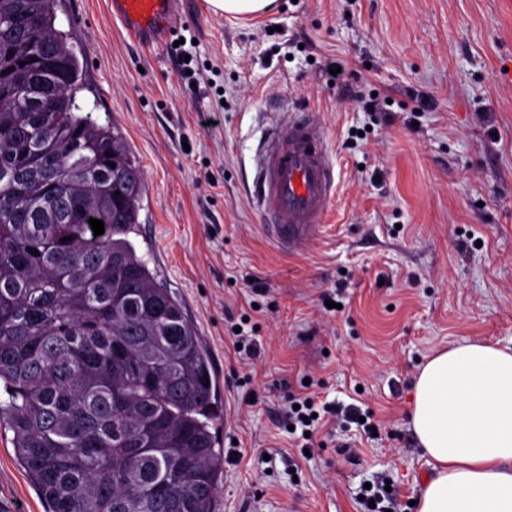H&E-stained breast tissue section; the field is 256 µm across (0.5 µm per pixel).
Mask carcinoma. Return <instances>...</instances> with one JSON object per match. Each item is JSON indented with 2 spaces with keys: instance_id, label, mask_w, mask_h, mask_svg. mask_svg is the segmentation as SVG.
Returning <instances> with one entry per match:
<instances>
[{
  "instance_id": "cac0c4a2",
  "label": "carcinoma",
  "mask_w": 512,
  "mask_h": 512,
  "mask_svg": "<svg viewBox=\"0 0 512 512\" xmlns=\"http://www.w3.org/2000/svg\"><path fill=\"white\" fill-rule=\"evenodd\" d=\"M80 79L54 0H0V426L51 512H215L212 359L136 250L143 175Z\"/></svg>"
}]
</instances>
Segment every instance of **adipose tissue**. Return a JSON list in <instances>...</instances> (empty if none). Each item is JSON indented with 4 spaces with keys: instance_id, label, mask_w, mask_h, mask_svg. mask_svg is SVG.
Instances as JSON below:
<instances>
[{
    "instance_id": "adipose-tissue-1",
    "label": "adipose tissue",
    "mask_w": 512,
    "mask_h": 512,
    "mask_svg": "<svg viewBox=\"0 0 512 512\" xmlns=\"http://www.w3.org/2000/svg\"><path fill=\"white\" fill-rule=\"evenodd\" d=\"M410 422L433 469L416 512H512V348L466 340L429 357Z\"/></svg>"
}]
</instances>
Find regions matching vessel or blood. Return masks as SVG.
<instances>
[{
  "label": "vessel or blood",
  "mask_w": 512,
  "mask_h": 512,
  "mask_svg": "<svg viewBox=\"0 0 512 512\" xmlns=\"http://www.w3.org/2000/svg\"><path fill=\"white\" fill-rule=\"evenodd\" d=\"M181 0H109L114 19L145 46L164 43ZM333 167L323 127L298 111L269 136L256 201L268 218L274 242L289 252L308 248L316 239L335 194Z\"/></svg>",
  "instance_id": "1"
}]
</instances>
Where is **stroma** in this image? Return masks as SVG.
<instances>
[{
    "label": "stroma",
    "mask_w": 512,
    "mask_h": 512,
    "mask_svg": "<svg viewBox=\"0 0 512 512\" xmlns=\"http://www.w3.org/2000/svg\"><path fill=\"white\" fill-rule=\"evenodd\" d=\"M278 4L233 19L183 0L175 34L208 66L196 90L172 43L132 40L108 0H56L55 26L80 59L78 102L143 172L134 243L222 380L216 512H365L368 490L416 512L431 471L409 421L418 367L466 339L512 346V0ZM327 56L348 61L342 83ZM301 108L325 129L337 191L317 240L288 254L251 189L268 133ZM340 282L344 306L327 308ZM246 317L254 364L232 344ZM309 392L375 433L343 421L300 455L280 413ZM47 510L0 429V512Z\"/></svg>",
    "instance_id": "1"
}]
</instances>
